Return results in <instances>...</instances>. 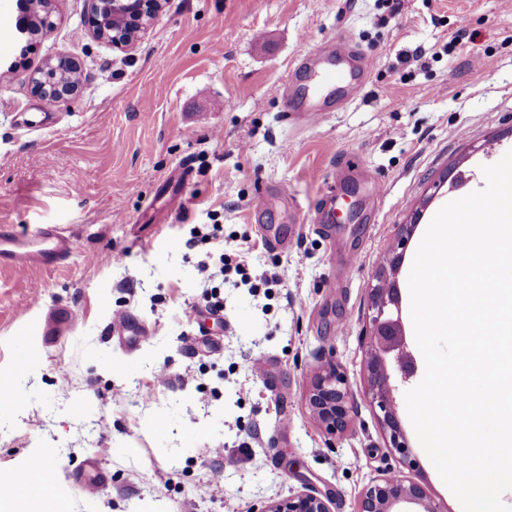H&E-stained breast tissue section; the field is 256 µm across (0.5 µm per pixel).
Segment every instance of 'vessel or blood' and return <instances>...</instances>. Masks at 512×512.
Returning a JSON list of instances; mask_svg holds the SVG:
<instances>
[{
    "mask_svg": "<svg viewBox=\"0 0 512 512\" xmlns=\"http://www.w3.org/2000/svg\"><path fill=\"white\" fill-rule=\"evenodd\" d=\"M371 62L363 56L352 37L341 38L328 47L309 50L291 70V80L308 76L310 84L300 100L287 102L286 119L303 123L320 121L329 107L327 98L335 88L360 90L367 82ZM73 251L70 235L55 224H40L19 233L0 225V267L17 271L62 265Z\"/></svg>",
    "mask_w": 512,
    "mask_h": 512,
    "instance_id": "vessel-or-blood-1",
    "label": "vessel or blood"
}]
</instances>
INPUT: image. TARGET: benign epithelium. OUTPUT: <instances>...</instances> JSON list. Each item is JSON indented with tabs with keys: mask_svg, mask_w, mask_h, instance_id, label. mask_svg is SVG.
I'll return each instance as SVG.
<instances>
[{
	"mask_svg": "<svg viewBox=\"0 0 512 512\" xmlns=\"http://www.w3.org/2000/svg\"><path fill=\"white\" fill-rule=\"evenodd\" d=\"M165 0H86L85 30L95 39L126 49L148 29L164 8ZM55 0H42L37 17H27L25 31L36 36L51 30L55 22ZM32 89L48 104L65 106L77 96L82 83V65L74 57L57 56L30 74ZM415 225L402 226L386 266L375 275L370 288L368 370L372 404L376 417L386 431L389 447L410 469L418 467L397 420V379L388 372L387 356L406 380L414 372L412 355L406 349L401 308L395 285ZM309 406L327 434H342L349 422L351 402L347 379L335 365L321 367L314 377ZM260 512H330L328 503L308 490L298 491L288 500L263 507ZM357 512H443L417 484L398 472L388 471L368 486L358 503Z\"/></svg>",
	"mask_w": 512,
	"mask_h": 512,
	"instance_id": "7a95c632",
	"label": "benign epithelium"
}]
</instances>
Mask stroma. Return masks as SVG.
<instances>
[{"label": "stroma", "instance_id": "1", "mask_svg": "<svg viewBox=\"0 0 512 512\" xmlns=\"http://www.w3.org/2000/svg\"><path fill=\"white\" fill-rule=\"evenodd\" d=\"M85 9L57 0L55 28L0 83V224L74 236L56 270H0V380L14 396L0 406V493L40 455L62 512H259L304 489L356 512L388 470L462 512L406 407L418 468L389 448L364 328L370 283L411 223L398 280L412 330L406 287L428 224L512 150V0H168L125 52L81 36ZM346 35L372 63L367 85L316 124L286 121L295 60ZM58 55L84 74L62 108L29 81ZM264 193L273 208L252 218ZM221 251L251 283H225L215 313L199 264ZM66 308L77 326L45 335L39 318ZM120 315L136 335L113 334ZM329 362L352 404L337 436L308 405ZM88 462L107 479L93 492L78 481Z\"/></svg>", "mask_w": 512, "mask_h": 512}]
</instances>
